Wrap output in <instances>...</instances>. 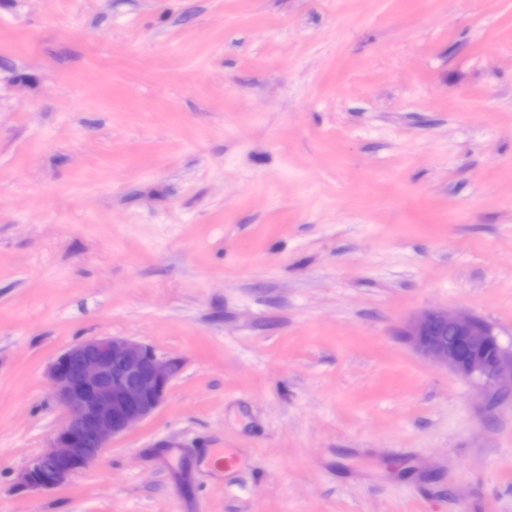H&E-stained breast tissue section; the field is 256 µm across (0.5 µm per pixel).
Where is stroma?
Masks as SVG:
<instances>
[{
  "instance_id": "35a3bbf8",
  "label": "stroma",
  "mask_w": 512,
  "mask_h": 512,
  "mask_svg": "<svg viewBox=\"0 0 512 512\" xmlns=\"http://www.w3.org/2000/svg\"><path fill=\"white\" fill-rule=\"evenodd\" d=\"M428 309L512 351V0H0V512H512V388ZM97 336L166 401L18 490ZM404 336L423 358L461 378L492 387L508 381L512 387L511 354L492 328L472 314L429 309L406 325Z\"/></svg>"
}]
</instances>
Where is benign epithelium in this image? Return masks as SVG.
<instances>
[{
	"mask_svg": "<svg viewBox=\"0 0 512 512\" xmlns=\"http://www.w3.org/2000/svg\"><path fill=\"white\" fill-rule=\"evenodd\" d=\"M412 348L461 378L512 384V355L492 328L465 313L429 309L404 329ZM175 365L147 346L120 337H91L69 346L47 367L66 423L46 450L17 475L27 491L52 490L94 465L111 439L150 418L167 398Z\"/></svg>",
	"mask_w": 512,
	"mask_h": 512,
	"instance_id": "obj_1",
	"label": "benign epithelium"
}]
</instances>
